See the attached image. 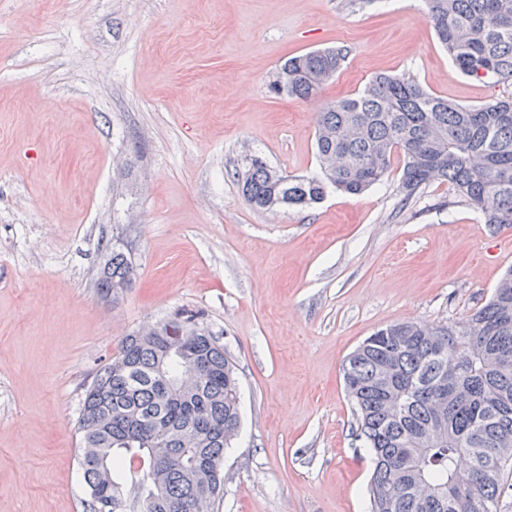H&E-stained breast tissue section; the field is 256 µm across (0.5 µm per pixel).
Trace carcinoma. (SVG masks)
I'll use <instances>...</instances> for the list:
<instances>
[{
  "instance_id": "obj_1",
  "label": "carcinoma",
  "mask_w": 512,
  "mask_h": 512,
  "mask_svg": "<svg viewBox=\"0 0 512 512\" xmlns=\"http://www.w3.org/2000/svg\"><path fill=\"white\" fill-rule=\"evenodd\" d=\"M440 44L476 79L512 82V0H423ZM336 49L287 59L270 83L278 96L315 97L340 69ZM321 174L286 175L255 155L238 175L246 201L276 212L322 200L328 186L359 195L402 160L406 202L446 182L490 227L512 224V97L466 107L404 76L379 74L355 96L315 115ZM134 276L130 252L112 243L97 291L116 297ZM184 330L186 363L166 357L170 333ZM191 378L187 399L158 375ZM345 386L356 438L371 448L370 512H501L512 469V270L489 301L458 325L389 324L348 357ZM236 367L201 310H175L125 337L85 389L76 422L89 512H201L194 457L214 469L209 509L224 496V451L238 435ZM187 431L191 450L169 442L154 461L159 431Z\"/></svg>"
}]
</instances>
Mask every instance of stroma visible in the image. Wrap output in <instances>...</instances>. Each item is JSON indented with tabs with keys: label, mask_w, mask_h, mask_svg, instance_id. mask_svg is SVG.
I'll list each match as a JSON object with an SVG mask.
<instances>
[{
	"label": "stroma",
	"mask_w": 512,
	"mask_h": 512,
	"mask_svg": "<svg viewBox=\"0 0 512 512\" xmlns=\"http://www.w3.org/2000/svg\"><path fill=\"white\" fill-rule=\"evenodd\" d=\"M343 50L312 100L269 89L288 57ZM377 73L473 106L422 0H0V512H87L75 424L127 334L204 310L240 382L214 512H369L348 354L394 322L454 325L512 268L448 185L400 205V162L358 196L252 209L245 155L319 171L314 113ZM130 288L96 280L115 236Z\"/></svg>",
	"instance_id": "1"
}]
</instances>
